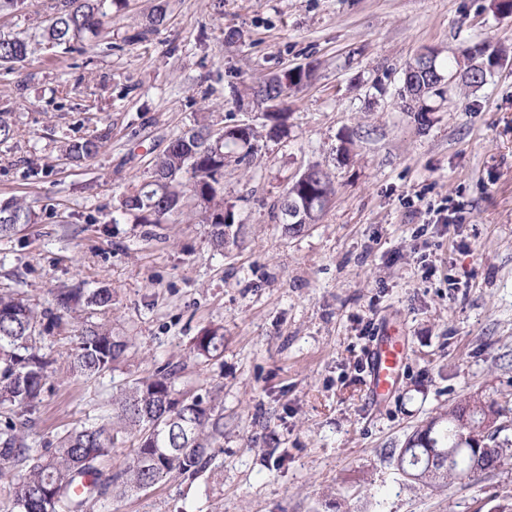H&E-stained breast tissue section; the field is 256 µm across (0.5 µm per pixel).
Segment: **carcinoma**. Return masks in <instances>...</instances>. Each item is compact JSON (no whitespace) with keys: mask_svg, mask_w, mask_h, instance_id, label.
<instances>
[{"mask_svg":"<svg viewBox=\"0 0 512 512\" xmlns=\"http://www.w3.org/2000/svg\"><path fill=\"white\" fill-rule=\"evenodd\" d=\"M108 0H67L65 9L42 28L39 39L0 35V65L26 60L46 47H61L68 53L85 52L81 37L97 32L105 24ZM479 56L483 68L462 82L466 89L485 85L487 75L497 67L505 51L486 42L467 49ZM454 65L434 58L431 65H416L404 76L399 96L407 109L439 94L431 74L448 72ZM310 68L290 71L289 84H272L265 79L251 88L252 102L263 109V117L278 131L285 122V103L289 92L310 82ZM256 133L249 126L224 127L223 136H212L209 125L200 124L192 132L176 138L159 157L151 180L121 203L123 212L140 224H160L181 208L176 183L187 170L186 156L193 155L190 197L204 209L213 247L228 244L224 196L220 178L224 173L227 150L237 152L243 162L254 153ZM102 138L74 140L65 152L73 161L95 157ZM334 189L326 172L317 165L308 168L300 181L287 191L288 196L307 205L317 223L328 207ZM26 200L13 197L0 201V239L17 235L34 221ZM105 311L112 307V292L99 288L86 295L81 290L61 291L49 307L37 311L12 295H0V408L11 416L0 427V470L22 467L4 492L11 512H57L61 503L69 512H93L107 495L124 496L155 486L172 473L194 480L212 464V448L224 436V416L216 411L214 399L200 394L185 396L175 390L176 371L159 368L149 376L137 378L112 397V414L89 426L76 427L58 439L56 446L39 452L26 440L31 415L41 403L47 380L57 373V360L41 351L40 338L65 316L77 317L83 308ZM128 342L112 335V326L90 323L83 327L77 347L66 369L70 377H92L119 363ZM196 349L203 356H214L224 349V332L211 327L198 337ZM494 403L470 395L461 398L444 413L429 420L407 440L397 457V470L410 473L411 482L434 489L448 482L474 485L504 464L509 440L485 449L475 440H463L464 426L479 422ZM136 440L123 462L103 476L100 460L116 452L120 439Z\"/></svg>","mask_w":512,"mask_h":512,"instance_id":"cac0c4a2","label":"carcinoma"}]
</instances>
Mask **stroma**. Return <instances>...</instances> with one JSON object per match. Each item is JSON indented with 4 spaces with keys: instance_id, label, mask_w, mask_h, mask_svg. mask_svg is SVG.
I'll list each match as a JSON object with an SVG mask.
<instances>
[{
    "instance_id": "obj_1",
    "label": "stroma",
    "mask_w": 512,
    "mask_h": 512,
    "mask_svg": "<svg viewBox=\"0 0 512 512\" xmlns=\"http://www.w3.org/2000/svg\"><path fill=\"white\" fill-rule=\"evenodd\" d=\"M62 5L25 0L0 33H38ZM160 6L163 25L135 40ZM108 14L85 54L43 49L0 69V112L18 130L0 144V199L37 215L0 240V294L41 310L62 288H109L91 320L130 344L99 377L48 380L30 447L98 421L113 393L169 365L177 390L215 396L216 459L196 480L107 497L105 512H512V459L437 490L396 467L407 437L464 396L495 402L512 440V16L492 0H113ZM481 41L510 57L487 84L404 110L409 60ZM307 64L284 131L262 132L247 87ZM201 122L261 130L250 163H224L244 237L221 251L195 204L165 224L120 209ZM90 135L103 138L93 159L66 158ZM315 164L334 195L289 235L280 203ZM458 201L465 223L428 212ZM212 326L224 352L207 358L195 342ZM380 336L405 361L378 404L367 356Z\"/></svg>"
}]
</instances>
